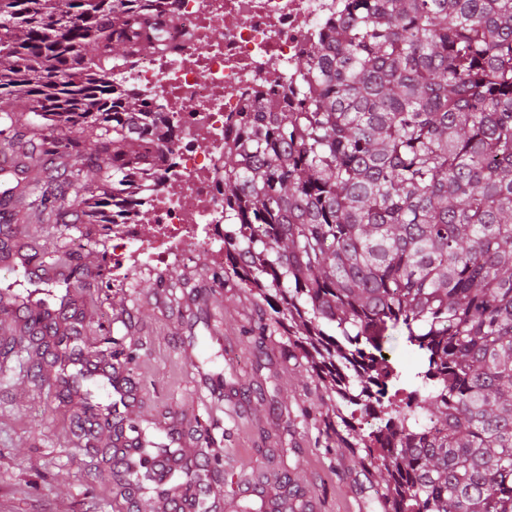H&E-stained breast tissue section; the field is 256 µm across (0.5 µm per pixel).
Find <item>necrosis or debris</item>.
Listing matches in <instances>:
<instances>
[{"label":"necrosis or debris","instance_id":"obj_1","mask_svg":"<svg viewBox=\"0 0 512 512\" xmlns=\"http://www.w3.org/2000/svg\"><path fill=\"white\" fill-rule=\"evenodd\" d=\"M339 0H176L178 54L147 57L124 71L127 87L161 100L173 127L170 159L179 181L160 172L144 195L148 222L112 227V284L140 266L174 269L190 248L224 266V132L257 96L285 95L282 76L310 50ZM222 39H215L216 31Z\"/></svg>","mask_w":512,"mask_h":512}]
</instances>
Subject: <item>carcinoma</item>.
I'll return each instance as SVG.
<instances>
[{"label": "carcinoma", "instance_id": "carcinoma-1", "mask_svg": "<svg viewBox=\"0 0 512 512\" xmlns=\"http://www.w3.org/2000/svg\"><path fill=\"white\" fill-rule=\"evenodd\" d=\"M170 0H0V150L51 169L84 158L70 209L25 172L6 190L13 220L120 224L168 162L167 116L108 76L174 55ZM293 66L289 100L235 113L224 138V274L258 291L336 396V434L376 459L385 512H512V0H345ZM50 127L89 129L94 149ZM57 363L52 314L0 310ZM397 333L421 355L386 357ZM88 358L128 364L103 336ZM416 388L395 401L397 385ZM168 450L124 471L141 489ZM206 458L172 479L185 484Z\"/></svg>", "mask_w": 512, "mask_h": 512}]
</instances>
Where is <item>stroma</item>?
<instances>
[{"mask_svg": "<svg viewBox=\"0 0 512 512\" xmlns=\"http://www.w3.org/2000/svg\"><path fill=\"white\" fill-rule=\"evenodd\" d=\"M105 236L99 224H19L0 235V289L23 293L27 276L13 253L27 240L43 262L83 266L86 285L72 297L89 326L82 346L95 348L106 333L138 347L119 371L122 392L106 384L98 392L100 405H120L101 447L114 445L115 425L133 420L155 443L177 438L185 459L221 457L199 484L222 493V512H384L373 465L331 446L328 400L314 372L289 359L285 332L244 336L261 316L257 295L219 287L202 248L174 270L146 267L113 287L112 259L98 244ZM76 239L83 249H73ZM18 334V323L0 315V340L15 343L0 361V512H146V502L100 478L112 456L82 447L79 399H64L57 372L34 375ZM284 472L299 496L280 487Z\"/></svg>", "mask_w": 512, "mask_h": 512, "instance_id": "1", "label": "stroma"}]
</instances>
